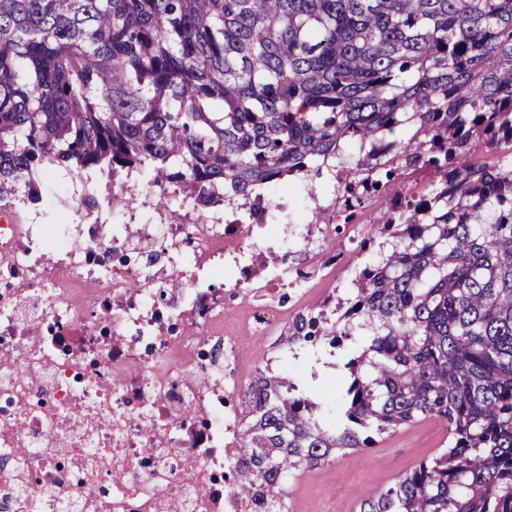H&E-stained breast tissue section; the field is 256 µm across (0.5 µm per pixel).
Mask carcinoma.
I'll return each instance as SVG.
<instances>
[{"mask_svg":"<svg viewBox=\"0 0 512 512\" xmlns=\"http://www.w3.org/2000/svg\"><path fill=\"white\" fill-rule=\"evenodd\" d=\"M417 126L406 141L384 135ZM383 143L352 166L342 144ZM502 151L473 163L477 144ZM401 168L437 187L389 205L391 252L356 296L299 313L288 349L370 343L349 359L344 420L325 428L295 386L248 385L237 482L258 512L292 474L421 418L448 448L358 512H512V0H0V202L37 206L46 174L129 205L146 169L199 215L248 212L285 177Z\"/></svg>","mask_w":512,"mask_h":512,"instance_id":"carcinoma-1","label":"carcinoma"}]
</instances>
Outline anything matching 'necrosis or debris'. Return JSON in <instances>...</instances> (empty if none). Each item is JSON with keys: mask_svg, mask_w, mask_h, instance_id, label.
Masks as SVG:
<instances>
[{"mask_svg": "<svg viewBox=\"0 0 512 512\" xmlns=\"http://www.w3.org/2000/svg\"><path fill=\"white\" fill-rule=\"evenodd\" d=\"M345 199L309 225L319 246L297 283L335 276L336 227L362 212ZM272 229L236 211L0 227V512H251L231 470L241 336L277 332L289 281L288 264L264 265Z\"/></svg>", "mask_w": 512, "mask_h": 512, "instance_id": "4bbe7bcc", "label": "necrosis or debris"}]
</instances>
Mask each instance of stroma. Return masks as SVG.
I'll list each match as a JSON object with an SVG mask.
<instances>
[{
	"mask_svg": "<svg viewBox=\"0 0 512 512\" xmlns=\"http://www.w3.org/2000/svg\"><path fill=\"white\" fill-rule=\"evenodd\" d=\"M152 179V172L146 171L127 181L132 194L146 200L145 206L136 212L137 222L151 223L159 212L180 216L189 212L190 205L183 196L172 192L161 194ZM428 180L423 170L402 175L391 192L380 193L366 205L357 241L342 236L336 239L335 251L341 261L335 279L311 282L301 297V310L318 308L332 295L344 299L352 296L356 270L374 256L373 251L364 248L363 242L376 236L392 193L411 194L416 184ZM334 183V177L325 174L269 187L267 196L271 204L283 207L279 232L287 238L291 250L303 245L300 237L303 225L319 223L323 210L335 202V195L329 192ZM44 191L46 198L41 209L15 208L17 223H59V201L69 195L68 181L62 176H53L45 180ZM367 341L366 332L361 331L339 349L322 342L291 350L280 336L273 335L253 344L249 362L255 370L263 367L266 357L280 356L279 374L296 385L299 396L325 405L327 415L331 416L343 411L340 386L349 376L345 364L359 355ZM447 446L445 426L438 420L426 418L379 436L372 447L333 458L318 468L300 473L289 481L288 494L295 512H357L363 496L379 494L421 460L433 457Z\"/></svg>",
	"mask_w": 512,
	"mask_h": 512,
	"instance_id": "1",
	"label": "stroma"
}]
</instances>
